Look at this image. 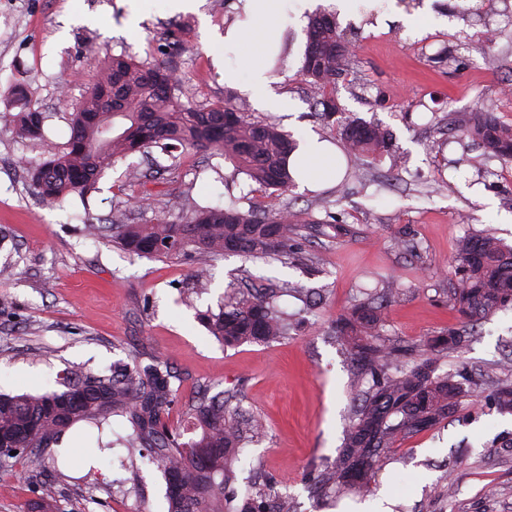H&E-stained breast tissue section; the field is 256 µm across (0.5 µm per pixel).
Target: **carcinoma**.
<instances>
[{"mask_svg":"<svg viewBox=\"0 0 512 512\" xmlns=\"http://www.w3.org/2000/svg\"><path fill=\"white\" fill-rule=\"evenodd\" d=\"M307 49L299 76L318 90L314 110L333 122L357 158L391 154L392 134L377 121L345 115L336 96V79L348 65L350 50L336 17L315 14L306 30ZM160 64L114 56L99 62L98 78L72 114V135L65 149L27 172L40 199L53 206L67 197L84 196L117 157L164 141L224 156L234 170L268 189L284 192L293 185L287 157L294 149L289 134L274 122L247 118L244 102L227 93L224 101L200 108L175 94L179 80ZM12 106L17 133L29 140L43 135L42 113L28 91L16 86ZM112 111H107V108ZM466 134L491 157L512 158V124L492 112H478L465 124ZM302 227L288 205L277 209L204 208L180 224H130L116 216L107 224H88L96 239L120 245L128 254L154 259L190 256L205 271L226 253L253 258L288 256ZM454 308L478 325L512 305V247L486 233L460 240L455 256ZM231 288L218 313L200 320L226 347L279 340L288 334V316L276 304L279 293ZM386 290L380 302L363 303L336 320L338 343L361 360L372 384L358 394L355 415L346 429L336 460L312 479L313 491L337 487L368 490L378 463L401 438L448 421L463 391L454 376L438 373L440 357L457 349L462 337L450 329L420 344L387 343L381 338L382 303L395 297ZM168 364L117 363L107 373L71 369L62 389L41 394H0V468L53 466L47 449L80 422L98 431L120 417L130 431L129 446L159 472L166 483L168 512H288V494L274 480L245 494L236 507L234 463L239 448L263 433L260 417L232 406L235 395L201 390L188 404V430L168 424L176 400ZM498 410L512 414V382L493 391Z\"/></svg>","mask_w":512,"mask_h":512,"instance_id":"cac0c4a2","label":"carcinoma"}]
</instances>
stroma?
Returning <instances> with one entry per match:
<instances>
[{"label":"stroma","instance_id":"35a3bbf8","mask_svg":"<svg viewBox=\"0 0 512 512\" xmlns=\"http://www.w3.org/2000/svg\"><path fill=\"white\" fill-rule=\"evenodd\" d=\"M238 0H205L201 12L170 13L163 0H0V393L56 389L65 368L94 372L115 361L166 360L179 377L173 426L185 423L199 386L241 390L244 409L259 413L264 435L245 445L236 488L258 475L276 480L290 512H338L346 496L311 492L309 477L336 457L357 391V362L331 335L336 319L383 289L398 295L383 314L385 337L407 344L438 336L466 320L449 304L457 244L489 232L512 245V162L484 158L469 137L446 124L495 112L512 124V0H381L380 11L353 0L338 16L355 45L336 84L347 113L375 120L393 134L400 166L390 159L348 158L340 183L280 196L261 190L223 156L158 147L117 160L87 198L43 206L25 169L61 153L70 118L94 79L95 62L113 55L156 60L180 78L182 99L223 100L224 70L239 66V48L218 36L238 15ZM422 11L415 29L391 14ZM185 29L170 49L165 29ZM304 29H288L285 57L271 85L288 112L250 107L252 121L288 133L312 127L337 141L335 126L314 113L316 93L299 75ZM27 88L45 116L43 135L20 139L5 102ZM147 193L138 224L172 222L199 207L290 205L306 228L293 263L225 254L204 275L190 258L132 257L86 238L84 224L107 223L128 196ZM346 225L348 235L331 227ZM291 288L279 299L297 323L271 343L224 347L198 320L218 309L227 289ZM512 308L484 319L441 363L470 373L452 420L401 441L379 464L372 494L394 512H512V414L498 412L492 378L512 381ZM127 431L112 422V459L94 470L46 469L57 478L61 512H166L165 482L141 458H130ZM37 478L0 469V512H38ZM452 496H444L446 486Z\"/></svg>","mask_w":512,"mask_h":512}]
</instances>
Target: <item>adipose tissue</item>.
<instances>
[{
    "label": "adipose tissue",
    "mask_w": 512,
    "mask_h": 512,
    "mask_svg": "<svg viewBox=\"0 0 512 512\" xmlns=\"http://www.w3.org/2000/svg\"><path fill=\"white\" fill-rule=\"evenodd\" d=\"M242 2L246 18L226 30L224 41L242 48L245 63L240 68L225 70L224 81L248 92L268 110H285L287 96H274L268 92L269 58L278 52L289 25L301 23L304 14L313 11L317 0H291L293 8L288 13L280 8L282 0ZM288 165L297 184L311 189L321 180L339 178L345 162L335 146L305 131L300 135L299 146L290 156Z\"/></svg>",
    "instance_id": "ef3b65f1"
}]
</instances>
